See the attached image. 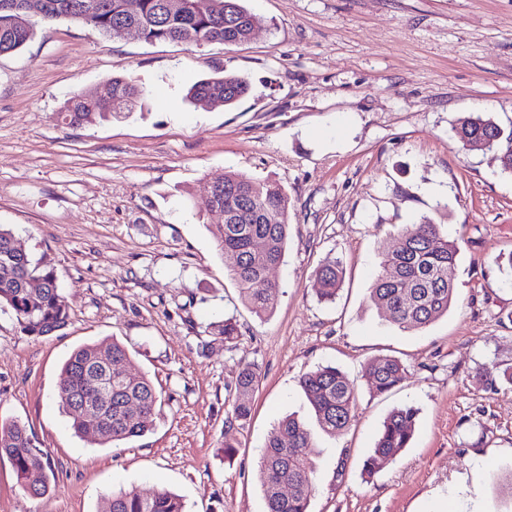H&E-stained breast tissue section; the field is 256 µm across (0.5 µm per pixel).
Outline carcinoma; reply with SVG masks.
I'll use <instances>...</instances> for the list:
<instances>
[{"label":"carcinoma","mask_w":512,"mask_h":512,"mask_svg":"<svg viewBox=\"0 0 512 512\" xmlns=\"http://www.w3.org/2000/svg\"><path fill=\"white\" fill-rule=\"evenodd\" d=\"M16 7L0 11V55L22 48L33 36L36 22L71 20L118 36V28L136 26L148 42H183L190 46L209 43L239 45L249 41L252 14L244 0H212L201 11L170 12L165 0H140V9L129 14L125 0H98L102 8L84 9L88 0H42L38 21L14 0ZM250 90L248 80L217 69L188 91L192 104L232 106ZM144 89L124 77H114L102 86L74 94L59 113L69 127L92 125L112 115V98L133 104ZM489 137L503 172L512 174V128L506 130L480 113L460 118L453 134L461 146L476 131ZM200 194H211L224 206L228 217L215 226L219 250L229 261L228 271L242 300L258 316L270 314L277 304L280 286L269 272L283 261L288 243V194L272 180L258 181L245 174L225 173L199 181ZM459 245L440 233L439 225L423 222L403 228L400 245L382 253L381 270L371 288V300L384 317L402 329L418 330L448 313L454 288L448 268L455 265ZM343 278L340 259L329 257L315 271V292L322 302H332ZM12 310L23 334L47 336L63 329L70 305L57 286L54 267L46 257H34L22 248L13 229L0 224V308ZM204 333L224 337V345L240 336L237 323L227 318L213 322ZM127 351L118 341L107 345L87 344L73 350L62 367L56 398L73 417L75 431L93 443L111 448L144 435L156 414L159 395L151 380L126 369ZM405 368L396 359L380 357L364 371L371 394L383 395L397 387ZM258 377L247 365L239 372L228 422L242 425L251 417L249 396ZM320 429L331 435L344 432L356 406L354 383L333 366H319L300 379ZM96 406L101 415L92 419L77 408ZM418 409L404 405L385 418L371 455L364 463L372 474L383 458H397L411 441ZM311 432L293 416L283 418L268 436L258 465V478L266 501V512H308L315 491V466L311 459ZM7 457L21 489L41 496L50 488L53 470L48 453L34 445L24 424L0 422V457ZM111 512H187L183 499L166 488L148 492H114L108 498Z\"/></svg>","instance_id":"obj_1"}]
</instances>
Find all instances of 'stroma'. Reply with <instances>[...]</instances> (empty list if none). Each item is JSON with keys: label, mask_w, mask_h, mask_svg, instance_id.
<instances>
[{"label": "stroma", "mask_w": 512, "mask_h": 512, "mask_svg": "<svg viewBox=\"0 0 512 512\" xmlns=\"http://www.w3.org/2000/svg\"><path fill=\"white\" fill-rule=\"evenodd\" d=\"M247 43L200 47L110 37L62 20L0 56V224L47 256L70 304L68 325L24 335L0 310V420L24 423L51 460L31 497L0 458V512H105L120 490L168 488L189 512H266L265 441L295 415L311 431L310 512H512V175L493 152L463 149L468 112L512 126V0H245ZM220 67L248 78L235 107L201 109L188 88ZM122 76L143 87L134 109L71 128L75 93ZM229 171L280 183L288 247L270 277L281 293L259 317L241 299L213 235L220 214L197 191ZM438 224L461 250L447 315L415 331L370 299L382 251L405 225ZM342 260L330 304L314 271ZM236 318L233 346L202 326ZM119 340L127 367L161 401L152 429L115 448L79 437L56 400L64 361ZM400 360L391 392L370 394L373 359ZM258 382L245 425L227 421L236 377ZM331 365L354 381L357 408L323 433L299 385ZM419 410L409 448L373 474L363 464L384 418ZM233 456H225V442Z\"/></svg>", "instance_id": "obj_1"}]
</instances>
